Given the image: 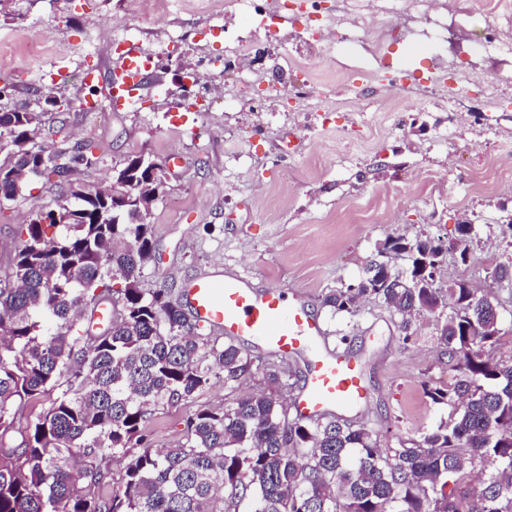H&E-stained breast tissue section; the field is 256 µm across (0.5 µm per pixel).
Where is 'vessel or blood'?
Instances as JSON below:
<instances>
[{
	"label": "vessel or blood",
	"mask_w": 512,
	"mask_h": 512,
	"mask_svg": "<svg viewBox=\"0 0 512 512\" xmlns=\"http://www.w3.org/2000/svg\"><path fill=\"white\" fill-rule=\"evenodd\" d=\"M123 80H110L108 97L123 101L127 87H141L149 71L135 47L122 58ZM184 297L195 318L226 336L254 341L281 357L302 356L308 364L304 389L295 401L298 415L317 418L352 411L369 400L362 364L353 353L331 350L318 318L303 297L288 290H258L251 275L236 271L189 281Z\"/></svg>",
	"instance_id": "b4317fda"
}]
</instances>
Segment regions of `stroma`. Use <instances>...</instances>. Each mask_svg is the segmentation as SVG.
Segmentation results:
<instances>
[{
    "label": "stroma",
    "instance_id": "35a3bbf8",
    "mask_svg": "<svg viewBox=\"0 0 512 512\" xmlns=\"http://www.w3.org/2000/svg\"><path fill=\"white\" fill-rule=\"evenodd\" d=\"M130 27L141 52L152 54L150 78L135 104L113 108L105 86H98V109L82 111L76 76L90 65L119 70L112 51V31ZM181 44L174 53L160 50L167 30ZM238 21L217 0L207 12L172 0L169 12H145L140 0H0V85L12 87L7 104L40 110L45 96L62 104L61 120L73 139L92 141L97 165L80 168L73 180L87 185L108 181L114 169L144 152L168 160L165 192L151 218L155 259L143 268L141 286L165 285L183 290L196 275L233 268L249 273L257 287L298 289L328 331L330 343L356 352L371 393L369 404L348 412L353 422L375 430L381 447L397 448L417 437L448 408L434 404L425 384H453L456 371L436 340V315L422 313L413 335L403 340L399 319L387 308L366 305L357 315L323 308L331 289L355 282L378 246L390 236L427 235L449 245L463 221L478 224L468 263L448 259L436 276L437 287L456 280L480 288L493 286L487 255L512 252V236L503 225L512 218V189L459 201V184L485 155L497 147V166L512 171V94L488 105L472 92L462 111L448 115L446 135H436L431 119L413 122L403 114V129L384 134L378 145L357 154L341 168L323 160L339 126L351 115L320 116L312 99L294 100L287 124L268 126L262 119L275 102H241L224 107L233 76L214 78L209 58L223 55L225 37ZM47 45L38 58L23 54L26 45ZM397 65L425 74L435 46L414 36L393 46ZM67 69V83L46 88L49 70ZM208 100L207 112H179V100ZM315 169L314 177L286 182L290 170ZM434 171L447 185L435 197L434 212H421L425 188L419 170ZM68 184L35 180L9 210L0 214V267L13 255L20 224L63 196ZM281 190L286 204L271 210L269 190ZM368 214L387 212L390 222L358 223L359 207Z\"/></svg>",
    "mask_w": 512,
    "mask_h": 512
}]
</instances>
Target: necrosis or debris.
Here are the masks:
<instances>
[{"label":"necrosis or debris","instance_id":"1","mask_svg":"<svg viewBox=\"0 0 512 512\" xmlns=\"http://www.w3.org/2000/svg\"><path fill=\"white\" fill-rule=\"evenodd\" d=\"M261 0H224L225 12L251 21L250 30L224 46V64L248 55L256 41L273 39L266 23ZM470 11L458 0H383L368 5L364 0H338L335 11L323 9L320 0H308L305 7L289 9L288 24L302 47L301 60L285 59V71H297L298 79L271 85L268 95L286 100L309 97L322 100L326 111L352 112L349 128L336 138L330 163L351 161L355 153L372 148L384 127L391 124L405 98L414 97L424 104V113L458 112L474 87H481L486 99H498L512 87V53L496 50L503 33L512 32V0H488L486 23L480 39L489 53L481 64L453 69L447 56H436L426 82H408L400 76L390 56L391 45L403 41L410 23L427 17L430 26L424 35L431 42L447 43L450 34L465 29ZM357 50L368 63L365 75L374 81H386L393 88L384 111L352 110L351 99L359 95L350 78L356 68L343 62L339 49Z\"/></svg>","mask_w":512,"mask_h":512}]
</instances>
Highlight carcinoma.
<instances>
[{"mask_svg":"<svg viewBox=\"0 0 512 512\" xmlns=\"http://www.w3.org/2000/svg\"><path fill=\"white\" fill-rule=\"evenodd\" d=\"M42 116L0 112V213L33 178L97 163L91 143L75 154L38 144ZM119 190L114 208L110 189L69 186L19 226L0 272V512H512V357L491 354L500 303L482 288L434 287L448 250L389 236L357 282L321 299L349 315L384 306L405 341L421 312L451 310L437 341L459 378L425 385L451 411L410 445L382 448L348 419L290 416L288 361L213 335L165 285L141 288L154 259L143 203L164 186L132 165ZM395 251L410 270L390 263ZM105 300L111 325L81 343L82 313ZM258 373L266 388L240 392ZM217 384L224 403L197 402ZM188 404L183 442L155 447L154 415Z\"/></svg>","mask_w":512,"mask_h":512,"instance_id":"carcinoma-1","label":"carcinoma"}]
</instances>
